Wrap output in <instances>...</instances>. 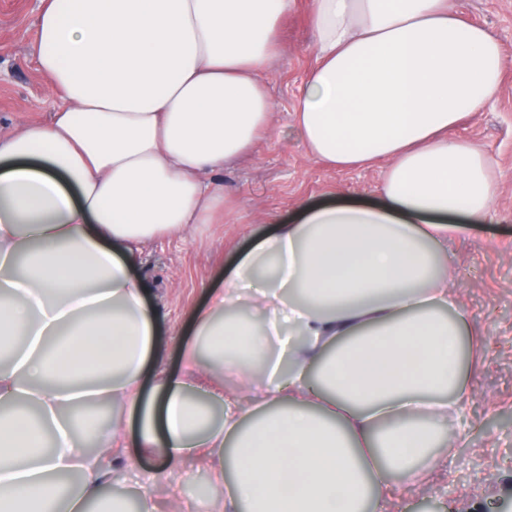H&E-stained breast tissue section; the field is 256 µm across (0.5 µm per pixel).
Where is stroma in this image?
I'll return each mask as SVG.
<instances>
[{
  "label": "stroma",
  "instance_id": "obj_1",
  "mask_svg": "<svg viewBox=\"0 0 512 512\" xmlns=\"http://www.w3.org/2000/svg\"><path fill=\"white\" fill-rule=\"evenodd\" d=\"M310 2L297 0L280 30V50L262 72L276 106L272 127L248 154L212 175L232 201L223 223L192 224L142 249L138 271L152 288L160 325L159 362L148 365L146 387L154 386L158 371L181 370L191 314L235 255L266 231L267 221H290L305 200L375 196L383 166L327 168L308 157L294 134L295 95L314 59ZM40 6L41 0H0L3 134L46 120L59 105L32 55ZM457 6L512 54V0H457ZM455 134L484 149L497 172L491 223L465 225L448 243L453 285L476 334L470 395L448 420L457 439L453 452L415 484L394 480L386 512H498L512 500V69L496 101L466 118ZM209 480L203 462L174 464L161 480L173 493L158 496L157 512H201Z\"/></svg>",
  "mask_w": 512,
  "mask_h": 512
}]
</instances>
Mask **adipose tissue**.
<instances>
[{
	"mask_svg": "<svg viewBox=\"0 0 512 512\" xmlns=\"http://www.w3.org/2000/svg\"><path fill=\"white\" fill-rule=\"evenodd\" d=\"M295 5L41 0L33 55L61 104L0 134V512H156L157 486L132 502L112 482L129 448L205 455L203 512H377L455 446L474 332L448 237L487 221L494 182L454 131L512 57L453 0H312L294 128L328 168L386 162L379 201H305L254 240L192 314L182 371L143 390L140 247L223 218L208 175L272 127L261 70Z\"/></svg>",
	"mask_w": 512,
	"mask_h": 512,
	"instance_id": "ef3b65f1",
	"label": "adipose tissue"
}]
</instances>
